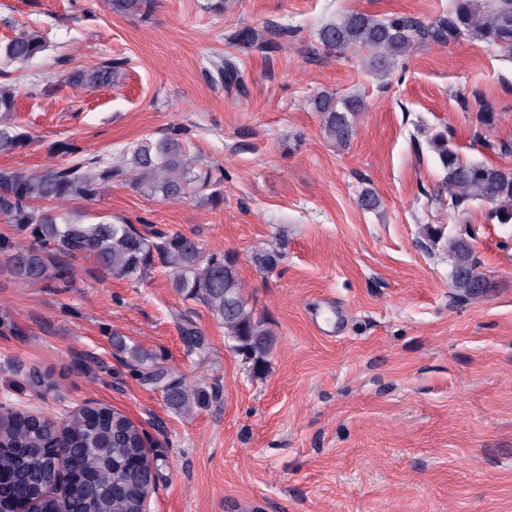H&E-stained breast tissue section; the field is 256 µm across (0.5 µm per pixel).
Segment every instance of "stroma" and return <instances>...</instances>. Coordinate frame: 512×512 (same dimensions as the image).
<instances>
[{
  "instance_id": "stroma-1",
  "label": "stroma",
  "mask_w": 512,
  "mask_h": 512,
  "mask_svg": "<svg viewBox=\"0 0 512 512\" xmlns=\"http://www.w3.org/2000/svg\"><path fill=\"white\" fill-rule=\"evenodd\" d=\"M208 3L157 0L145 21L106 0H0L1 43L22 30L50 41L0 74L19 91L13 122L33 139L0 154V167L38 171L61 141L115 157L187 128L190 153L224 169L219 206L116 184L73 208L88 223L122 217L234 254L273 352L254 372L162 264L134 284L77 257L58 288L23 284L0 252V401L49 416L98 403L148 430L162 422L151 512H512V224L485 203L449 221L431 202L442 173L427 145L441 130L465 158L512 167L495 149L512 142V58L474 38L430 42L380 77L363 53L318 40L353 11L429 23L450 0H224L220 13ZM245 28L278 49L231 45ZM218 54L236 57L242 90L211 79ZM109 57L128 60L112 85H61L62 71ZM321 92L363 97L347 144L324 135L312 106ZM368 188L372 211L359 203ZM426 224L472 233L490 282L482 297L456 295ZM268 246L283 253L270 274L253 262ZM188 320L205 352L186 341ZM133 346L199 402L168 407Z\"/></svg>"
}]
</instances>
